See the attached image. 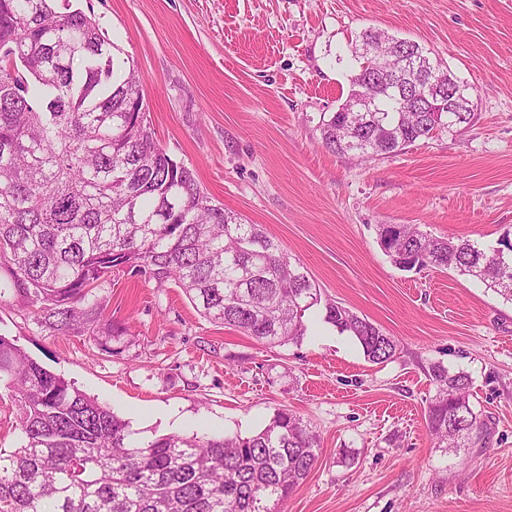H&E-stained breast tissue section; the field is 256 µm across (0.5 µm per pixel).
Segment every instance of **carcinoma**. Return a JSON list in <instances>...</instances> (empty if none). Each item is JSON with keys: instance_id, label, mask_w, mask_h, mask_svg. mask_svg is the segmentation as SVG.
I'll use <instances>...</instances> for the list:
<instances>
[{"instance_id": "1", "label": "carcinoma", "mask_w": 512, "mask_h": 512, "mask_svg": "<svg viewBox=\"0 0 512 512\" xmlns=\"http://www.w3.org/2000/svg\"><path fill=\"white\" fill-rule=\"evenodd\" d=\"M386 33L366 29L350 44L355 88L372 81L360 46ZM94 17L55 0H0V276L38 323L61 334L91 331L102 350L128 329L106 317L112 271L172 281L209 322L275 347L299 341L306 312L322 303L303 264L260 225L214 203L195 172L161 147L135 61ZM412 65L448 67L411 42ZM375 112H333L323 145L364 160L395 156L435 132L456 133L474 113L409 112L400 89L374 91ZM497 255L471 239L433 237L399 225L390 243L403 269H453L512 302V240ZM325 322L347 333L374 364L392 360L395 339L339 302ZM427 428L439 446L483 448L488 426L463 370L432 367ZM0 387L11 393L21 439L0 448V512H281L279 505L319 461L317 435L288 409L249 437L166 435L133 439L130 422L0 336Z\"/></svg>"}]
</instances>
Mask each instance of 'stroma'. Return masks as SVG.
<instances>
[{
    "label": "stroma",
    "mask_w": 512,
    "mask_h": 512,
    "mask_svg": "<svg viewBox=\"0 0 512 512\" xmlns=\"http://www.w3.org/2000/svg\"><path fill=\"white\" fill-rule=\"evenodd\" d=\"M71 2L134 59L160 144L204 192L262 225L398 354L369 362L320 305L300 342L267 348L128 271L103 290L107 317L129 328L111 351L40 326L14 298L0 335L140 442L249 436L292 410L322 454L284 512H512V303L450 270H401L377 237L381 224L491 248L512 236V0ZM369 27L419 42L467 82L471 123L390 158L326 150L320 119L346 99L348 43ZM435 364L470 375L486 447L448 453L430 435Z\"/></svg>",
    "instance_id": "35a3bbf8"
}]
</instances>
